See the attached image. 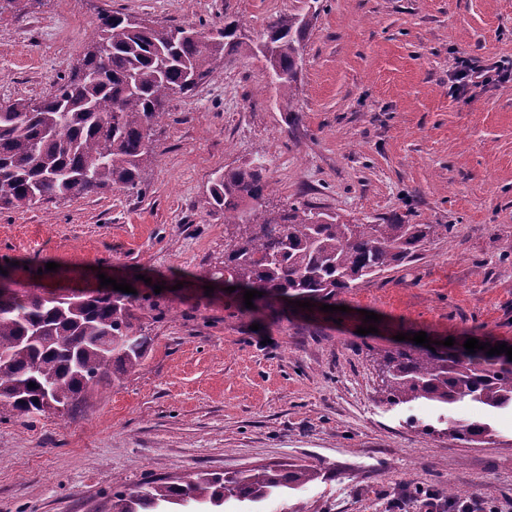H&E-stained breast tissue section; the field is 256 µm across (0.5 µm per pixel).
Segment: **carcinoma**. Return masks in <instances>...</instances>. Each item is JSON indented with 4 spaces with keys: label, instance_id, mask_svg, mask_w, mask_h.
<instances>
[{
    "label": "carcinoma",
    "instance_id": "1",
    "mask_svg": "<svg viewBox=\"0 0 512 512\" xmlns=\"http://www.w3.org/2000/svg\"><path fill=\"white\" fill-rule=\"evenodd\" d=\"M311 16L279 17L251 46L262 55L295 111L299 69ZM245 45L241 25L205 33L166 26L117 11L99 15L95 39L58 88L37 99L0 101V212L38 202L140 190L141 168L171 97L188 95L224 69ZM270 186L256 158L215 173L208 204L224 212V266L209 272L262 298L334 305L355 282L410 262L447 224H349L303 203L269 207ZM158 303L110 290L56 299L36 288L0 289V422L63 414L104 384L134 372L150 338L137 312ZM464 340L435 350L413 342L372 349L380 401L399 406L426 400L446 410L460 401L489 411L512 409V361L485 350L467 353ZM35 387L30 388L28 384ZM424 429L466 444L490 439V424L449 421ZM315 465L190 473L179 483L145 481L112 492V512H167L170 505L234 500L248 508L319 479Z\"/></svg>",
    "mask_w": 512,
    "mask_h": 512
}]
</instances>
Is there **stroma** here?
<instances>
[{"label":"stroma","instance_id":"stroma-1","mask_svg":"<svg viewBox=\"0 0 512 512\" xmlns=\"http://www.w3.org/2000/svg\"><path fill=\"white\" fill-rule=\"evenodd\" d=\"M310 4L34 0L0 16V100L51 93L103 9L206 28L237 20L256 40ZM462 60L512 61V0H320L295 112L265 60L241 51L171 98L142 196L116 188L0 212V266L16 290L140 274L168 285L166 315L143 320L150 344L134 373L65 417L0 422V512H112L113 491L148 478L308 463L321 478L266 512H512V412L494 415L480 444L426 433L437 411L380 402L367 354L419 331L512 344V81L454 94ZM258 156L274 205L450 230L343 294L342 313L249 309L220 285L206 293L202 272L224 264L210 180ZM367 311L382 320L361 335Z\"/></svg>","mask_w":512,"mask_h":512}]
</instances>
